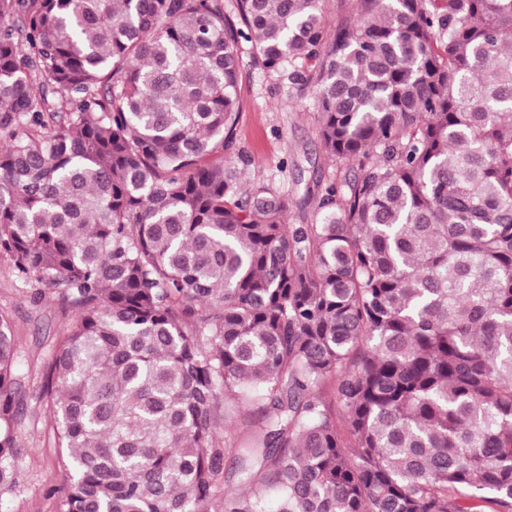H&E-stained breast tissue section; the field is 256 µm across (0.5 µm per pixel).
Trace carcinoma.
<instances>
[{"label": "carcinoma", "instance_id": "cac0c4a2", "mask_svg": "<svg viewBox=\"0 0 512 512\" xmlns=\"http://www.w3.org/2000/svg\"><path fill=\"white\" fill-rule=\"evenodd\" d=\"M244 41L309 224L239 185ZM0 254L71 320L57 512H512V0H0ZM26 411L0 316V494ZM240 56L237 139L250 160L246 168L240 166V184L246 187L254 179L272 183L290 203L287 222L310 223L316 208V179L334 171L317 139L312 101L288 97L283 80L256 67L251 43L242 42ZM307 189L310 199L296 207Z\"/></svg>", "mask_w": 512, "mask_h": 512}]
</instances>
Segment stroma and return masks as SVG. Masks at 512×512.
<instances>
[{
    "label": "stroma",
    "instance_id": "stroma-1",
    "mask_svg": "<svg viewBox=\"0 0 512 512\" xmlns=\"http://www.w3.org/2000/svg\"><path fill=\"white\" fill-rule=\"evenodd\" d=\"M240 56L237 139L249 158L240 183L245 186L256 179L272 183L291 205L289 223H309L316 202L306 199L305 193L314 189L319 174L334 170L317 139V114L311 100L289 97L283 80L253 64L250 43L241 44ZM0 314L13 324L28 395V410L18 427L16 490L0 496V512H56V500L49 494L61 483L50 439L53 420L39 396L43 366L69 319L56 293L44 291L37 300L31 289L21 287L4 256H0Z\"/></svg>",
    "mask_w": 512,
    "mask_h": 512
}]
</instances>
